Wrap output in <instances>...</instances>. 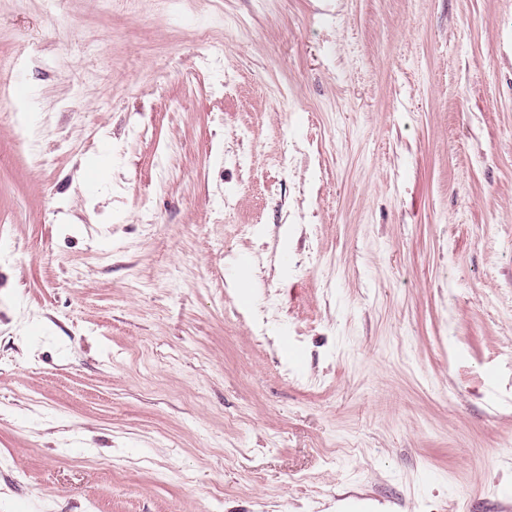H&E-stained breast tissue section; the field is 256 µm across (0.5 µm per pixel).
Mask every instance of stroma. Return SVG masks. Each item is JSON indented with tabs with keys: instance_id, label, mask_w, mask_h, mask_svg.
I'll return each instance as SVG.
<instances>
[{
	"instance_id": "stroma-1",
	"label": "stroma",
	"mask_w": 512,
	"mask_h": 512,
	"mask_svg": "<svg viewBox=\"0 0 512 512\" xmlns=\"http://www.w3.org/2000/svg\"><path fill=\"white\" fill-rule=\"evenodd\" d=\"M1 81L0 512H512V0H0Z\"/></svg>"
}]
</instances>
